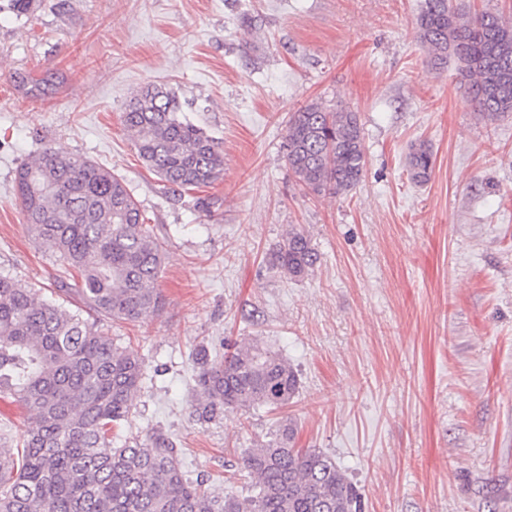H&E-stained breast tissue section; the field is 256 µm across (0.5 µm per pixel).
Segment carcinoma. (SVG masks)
I'll return each mask as SVG.
<instances>
[{
    "label": "carcinoma",
    "instance_id": "cac0c4a2",
    "mask_svg": "<svg viewBox=\"0 0 512 512\" xmlns=\"http://www.w3.org/2000/svg\"><path fill=\"white\" fill-rule=\"evenodd\" d=\"M416 38L430 64L455 59L476 111L490 119L512 115V25L499 13L424 0ZM123 123L140 160L165 186L194 190L223 177L220 143L186 117L167 85L138 90ZM286 162L314 195L354 188L366 166L358 113L319 102L293 113ZM433 165L428 145L412 147L413 180L428 181ZM15 182L31 233L74 272V283L59 291L80 307L0 274V394L33 415L20 441L0 433V512H362L347 472L321 451L296 447L290 419L241 450L247 496L215 495L191 481L181 449L162 433L114 446L112 426L134 408L142 361L83 313L133 322L158 310L164 245L125 180L88 157L47 146L17 170ZM317 262L311 238L295 228L270 253L272 267L291 281L308 277ZM195 365L201 422L230 410L282 408L300 386L294 366L259 338L220 359L201 346Z\"/></svg>",
    "mask_w": 512,
    "mask_h": 512
}]
</instances>
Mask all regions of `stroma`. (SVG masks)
Masks as SVG:
<instances>
[{
  "label": "stroma",
  "mask_w": 512,
  "mask_h": 512,
  "mask_svg": "<svg viewBox=\"0 0 512 512\" xmlns=\"http://www.w3.org/2000/svg\"><path fill=\"white\" fill-rule=\"evenodd\" d=\"M423 0H36L0 13V273L58 297L68 280L31 236L18 168L44 146L122 177L165 244L161 311L97 325L143 360L115 444L160 431L191 480L244 494L242 449L292 418L359 487L364 512H512V116L486 120L455 61L428 66ZM172 87L219 138L224 176L163 189L123 123L132 95ZM358 113L366 167L314 196L285 158L311 102ZM428 143L415 183L407 157ZM311 276L268 257L289 226ZM259 337L296 367L288 406L194 415L198 345ZM433 154L425 143H419L412 147L408 156V167L413 180L426 182L433 172ZM318 262V252L311 238L303 231L291 228L283 240L270 253V263L291 281L308 277Z\"/></svg>",
  "instance_id": "stroma-1"
}]
</instances>
